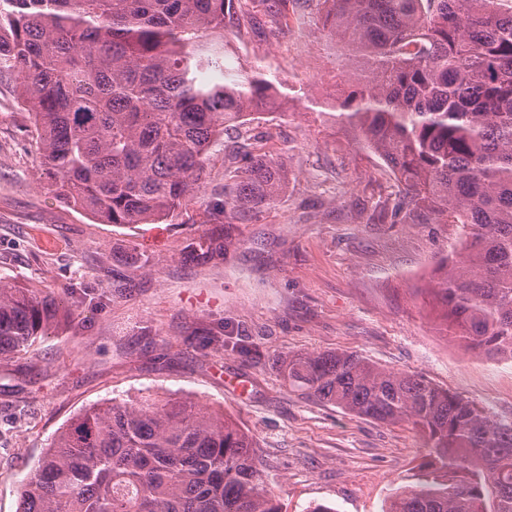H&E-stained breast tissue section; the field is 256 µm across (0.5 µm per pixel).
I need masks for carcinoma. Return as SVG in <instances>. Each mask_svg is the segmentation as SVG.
Wrapping results in <instances>:
<instances>
[{
  "label": "carcinoma",
  "mask_w": 512,
  "mask_h": 512,
  "mask_svg": "<svg viewBox=\"0 0 512 512\" xmlns=\"http://www.w3.org/2000/svg\"><path fill=\"white\" fill-rule=\"evenodd\" d=\"M319 2L347 68L336 119L404 185L391 217L462 225L431 289L439 319L467 351L512 361V0ZM226 20L240 25L234 0H0V79L15 80L58 200L101 224H158L202 190L220 146L232 183L210 220L274 202L288 170L224 130L288 93L262 72L203 80L224 69ZM224 250L203 235L186 257ZM60 312L0 277V361L34 353ZM278 365L310 398L423 435L426 479L383 512H512V420L356 353ZM252 448L220 410L112 401L59 431L18 512H279Z\"/></svg>",
  "instance_id": "obj_1"
}]
</instances>
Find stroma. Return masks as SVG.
Returning <instances> with one entry per match:
<instances>
[{
	"label": "stroma",
	"instance_id": "35a3bbf8",
	"mask_svg": "<svg viewBox=\"0 0 512 512\" xmlns=\"http://www.w3.org/2000/svg\"><path fill=\"white\" fill-rule=\"evenodd\" d=\"M224 70L290 89L279 113L245 126L284 163L288 187L228 230L207 221L224 197L220 152L171 222L100 224L61 203L39 180L14 83L0 81V276L66 309L34 358L0 364V512H17L23 483L71 418L144 397L223 408L252 437L279 512H382L421 481L424 438L291 389L276 364L289 354L354 352L512 418V365L464 352L430 294L461 225L374 217L402 186L321 88L346 78L318 0H286L281 15L225 30ZM226 232L224 256L187 261L190 242Z\"/></svg>",
	"mask_w": 512,
	"mask_h": 512
}]
</instances>
